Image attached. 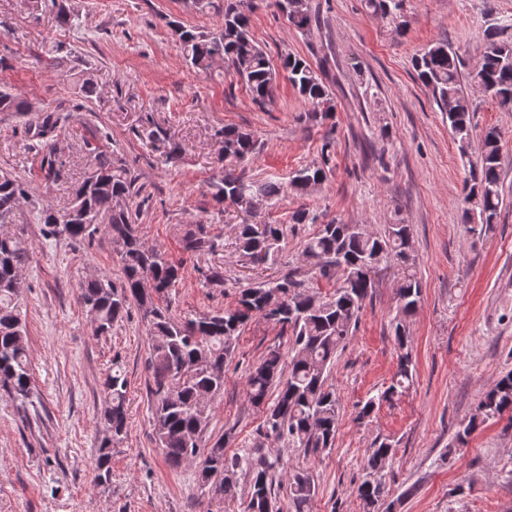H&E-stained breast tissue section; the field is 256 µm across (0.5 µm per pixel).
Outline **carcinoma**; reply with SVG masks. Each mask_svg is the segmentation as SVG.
Segmentation results:
<instances>
[{
	"mask_svg": "<svg viewBox=\"0 0 512 512\" xmlns=\"http://www.w3.org/2000/svg\"><path fill=\"white\" fill-rule=\"evenodd\" d=\"M33 10L48 11L60 28L80 27L79 13L60 0H29ZM404 0H365L370 13L393 21L401 17ZM294 0H274L277 10L288 7V23L310 36L320 28L319 17L306 7L298 16ZM254 0H224V24L216 31L187 27L178 20L167 25L180 43L184 59L191 66L207 70L217 58L229 62L238 81L255 105L266 109L274 104L277 72L283 71L289 84L307 106L305 119L322 123L336 111L335 93L323 68L288 53L275 68L266 50L251 34ZM418 80L429 90L439 111L445 114L463 165L468 167L464 214L470 230L497 223L503 204L501 172L503 153L500 132L488 128L480 141L477 159H470L473 141V101L462 88V62L445 41L429 44L413 62ZM471 82L497 101L512 108V38L494 34L485 44L481 58L470 75ZM30 111L20 94L0 89V112L23 114ZM65 123L56 109H43L28 121L25 131L39 142L41 170L46 183L66 180L58 164L54 138ZM224 161L230 169L212 184L213 198L226 201L248 213L259 200L274 205L285 194L306 196L331 175L335 137H325L319 158L296 170L281 182L268 178L253 182L234 167L248 163L259 149L258 141L246 131L226 127ZM85 153L91 169L71 193L64 211L40 203L21 181L0 173V390L24 404L32 394L33 379L28 360L26 325L19 303L21 273L30 263L31 247L17 228L15 218L21 205L30 203L45 238L64 236L75 245L92 243L97 234L116 248L123 279L116 286L107 276L88 278L80 284L77 299L91 314L97 330L104 333L128 315L136 305L147 320L150 334V393L156 442L167 464L178 469L195 468L203 487L221 479L222 490L231 489L238 472L249 480L245 512H280L274 488L280 456L226 455L225 436L203 447L202 439L210 420V402L224 394V365L235 351L241 329L261 318L288 333V356L280 347L268 349L247 377L251 404L263 413L258 430L284 448L304 456L316 455L335 445L338 426L336 392L327 379L338 350L346 345L357 326L358 315L376 288L373 275L394 265L404 270L397 295L399 307L393 322L399 349L398 371L378 396L360 408L358 418L370 417L382 401L409 388L414 364L407 331V318L421 303V286L409 272L411 226L395 221L384 234L358 230L338 220L323 222L319 215L300 207L286 224L234 225L238 253L262 266L278 263L281 243L288 228L315 224L317 229L304 242L302 256L311 266L302 278L292 275L268 278L239 291L234 307L206 314L175 318L163 302L184 278L185 267L171 260L165 251L149 247L139 230V211L130 201L143 189L137 176L98 143L86 141ZM181 247L190 257L215 249L208 225L185 228ZM338 276V285L323 292L320 281ZM128 381L120 367L105 374L102 388L106 406L101 414L102 437L95 448L93 465L97 483L106 487L112 478V448L128 431ZM512 411V372L503 375L481 398L477 414L459 428L456 440L463 445L476 427ZM394 448L381 440L368 451L357 495L367 509L385 498V471L393 460ZM317 487L311 473L297 467L288 474V512H311Z\"/></svg>",
	"mask_w": 512,
	"mask_h": 512,
	"instance_id": "1",
	"label": "carcinoma"
}]
</instances>
